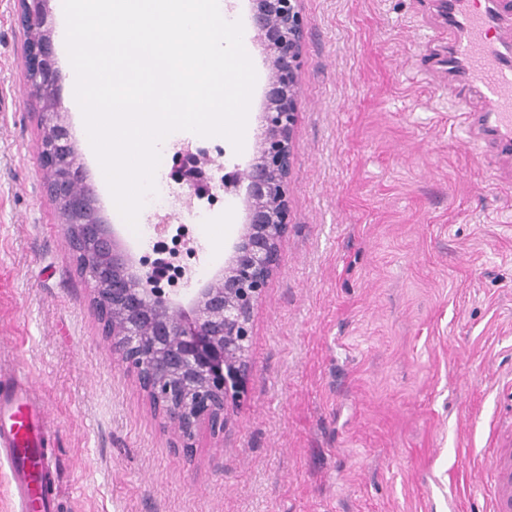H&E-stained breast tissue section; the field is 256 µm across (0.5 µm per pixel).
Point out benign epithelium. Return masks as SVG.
Segmentation results:
<instances>
[{
    "mask_svg": "<svg viewBox=\"0 0 512 512\" xmlns=\"http://www.w3.org/2000/svg\"><path fill=\"white\" fill-rule=\"evenodd\" d=\"M49 0H18V17L39 38L28 44L24 68L43 104L39 163L59 210L73 217L65 225L80 272L90 279L102 334L126 370L133 373L154 414L175 427L174 448L188 455L200 425L224 436L227 402L235 398L249 369L254 309L279 265L280 243L288 234V182L294 165L296 83L305 22L300 0H250L255 39L269 64L262 132L257 156L245 173L247 222L224 270L196 289L192 316L182 315L176 292L161 288L156 263L147 271L129 262L111 225L104 222L83 168L60 163L58 152L76 153L59 101V72L51 29L45 27ZM179 169L189 195L207 187L204 159L184 152Z\"/></svg>",
    "mask_w": 512,
    "mask_h": 512,
    "instance_id": "1",
    "label": "benign epithelium"
}]
</instances>
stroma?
Masks as SVG:
<instances>
[{
    "instance_id": "35a3bbf8",
    "label": "stroma",
    "mask_w": 512,
    "mask_h": 512,
    "mask_svg": "<svg viewBox=\"0 0 512 512\" xmlns=\"http://www.w3.org/2000/svg\"><path fill=\"white\" fill-rule=\"evenodd\" d=\"M439 0H301L292 222L253 318L250 369L223 438L191 454L120 364L39 164V103L17 0H0V392L28 379L57 459L54 512H490L482 451L512 434V152H475L437 65ZM242 153L246 172L268 64ZM66 122L102 213L132 258L153 241L113 211ZM139 224L202 209L198 288L224 267L242 197L187 198L177 182Z\"/></svg>"
}]
</instances>
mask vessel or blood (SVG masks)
I'll return each mask as SVG.
<instances>
[{"mask_svg":"<svg viewBox=\"0 0 512 512\" xmlns=\"http://www.w3.org/2000/svg\"><path fill=\"white\" fill-rule=\"evenodd\" d=\"M444 23L454 39L440 62L456 85L480 88L488 102L481 113H462L474 146L512 150V26L506 25L498 0H446ZM26 388L0 399V458L15 467L13 494L22 512H47V478L52 459L36 452L32 418L41 413ZM491 479V512H512V448H489L483 457Z\"/></svg>","mask_w":512,"mask_h":512,"instance_id":"vessel-or-blood-1","label":"vessel or blood"}]
</instances>
